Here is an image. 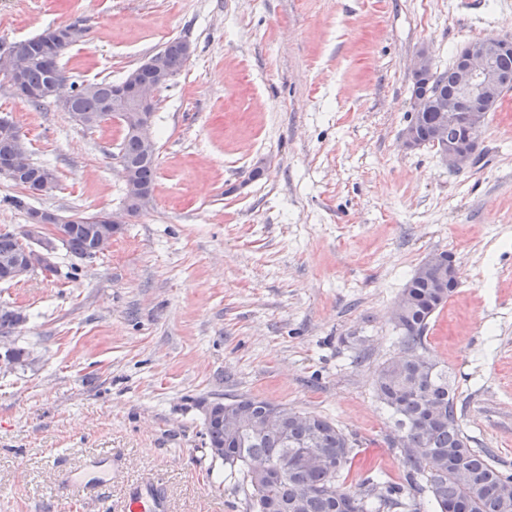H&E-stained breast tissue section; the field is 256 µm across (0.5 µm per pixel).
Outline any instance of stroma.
<instances>
[{
  "label": "stroma",
  "mask_w": 512,
  "mask_h": 512,
  "mask_svg": "<svg viewBox=\"0 0 512 512\" xmlns=\"http://www.w3.org/2000/svg\"><path fill=\"white\" fill-rule=\"evenodd\" d=\"M77 23L70 80L120 81L172 38L192 54L158 94L153 200L91 261L0 283L28 360L0 369V512H60V482L115 455L103 491L162 478L169 512H246L206 447L203 408L255 396L328 417L378 471L400 449L373 394L401 353L395 304L416 266L451 254L459 285L425 333L456 384L473 447L512 471V90L489 113L478 162L449 170L404 148L412 61L445 70L474 38L512 35V0H0V50ZM33 162L55 193L28 209L122 207L117 121L87 129L0 75Z\"/></svg>",
  "instance_id": "35a3bbf8"
}]
</instances>
